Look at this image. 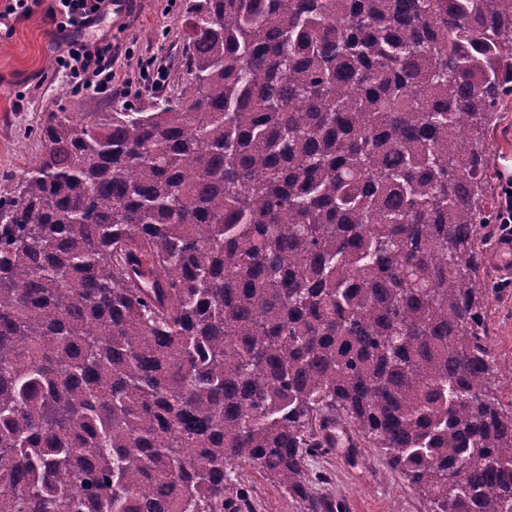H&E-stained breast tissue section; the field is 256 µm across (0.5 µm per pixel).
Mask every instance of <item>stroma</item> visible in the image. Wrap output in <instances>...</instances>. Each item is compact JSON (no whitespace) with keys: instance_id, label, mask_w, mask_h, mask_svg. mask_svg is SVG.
I'll return each instance as SVG.
<instances>
[{"instance_id":"1","label":"stroma","mask_w":512,"mask_h":512,"mask_svg":"<svg viewBox=\"0 0 512 512\" xmlns=\"http://www.w3.org/2000/svg\"><path fill=\"white\" fill-rule=\"evenodd\" d=\"M44 6L52 0H41ZM42 10L0 31V192L17 181L27 163L40 150L36 129L50 112H107L130 103L148 106L152 93L143 88L140 64L147 60L167 66L161 94L179 90L183 73L168 63L182 48L181 15L185 0H142L139 14L124 30L113 35L118 53L112 65L118 85L127 87V98H106L77 93L53 59L58 41ZM493 151L489 197H496L501 181L512 178V97L507 98L487 132ZM483 245V287L489 288L485 313L492 351L499 363L512 364V279L501 276L492 261L497 247L495 225H488ZM309 474L315 494L336 505L337 512H429L426 497L389 469L376 449L360 444L353 435H341L339 445L310 457ZM241 487L250 496L251 512H306L253 465L233 466Z\"/></svg>"}]
</instances>
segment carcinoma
Here are the masks:
<instances>
[{
  "instance_id": "obj_1",
  "label": "carcinoma",
  "mask_w": 512,
  "mask_h": 512,
  "mask_svg": "<svg viewBox=\"0 0 512 512\" xmlns=\"http://www.w3.org/2000/svg\"><path fill=\"white\" fill-rule=\"evenodd\" d=\"M177 94L50 112L0 195V512H320L357 434L512 512L480 287L512 0H187ZM232 469L241 487L249 492L252 512H309L306 503L290 497L253 465L238 462Z\"/></svg>"
}]
</instances>
